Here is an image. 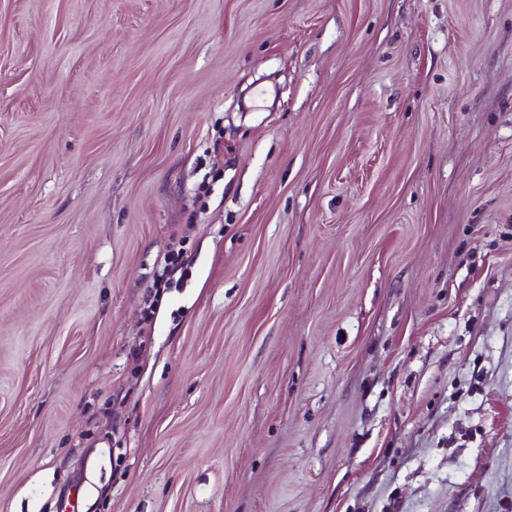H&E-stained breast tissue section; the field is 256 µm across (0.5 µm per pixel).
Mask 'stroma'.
<instances>
[{
	"mask_svg": "<svg viewBox=\"0 0 512 512\" xmlns=\"http://www.w3.org/2000/svg\"><path fill=\"white\" fill-rule=\"evenodd\" d=\"M75 478L512 512V0H0V512Z\"/></svg>",
	"mask_w": 512,
	"mask_h": 512,
	"instance_id": "stroma-1",
	"label": "stroma"
}]
</instances>
